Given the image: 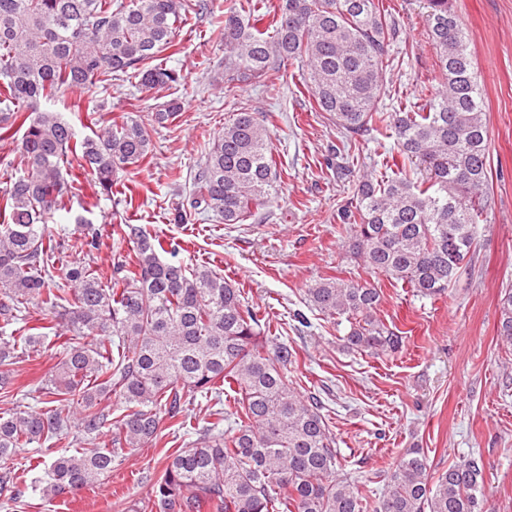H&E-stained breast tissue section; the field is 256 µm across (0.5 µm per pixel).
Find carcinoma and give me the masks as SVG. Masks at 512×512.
<instances>
[{
    "instance_id": "carcinoma-1",
    "label": "carcinoma",
    "mask_w": 512,
    "mask_h": 512,
    "mask_svg": "<svg viewBox=\"0 0 512 512\" xmlns=\"http://www.w3.org/2000/svg\"><path fill=\"white\" fill-rule=\"evenodd\" d=\"M189 0H0V141L22 133L26 172L0 189V320H23L33 306L49 321L0 339V368L17 358V342L34 348L48 331L67 334L63 358L46 395L53 406L0 411V466L19 448L74 437L83 447L52 458L42 496H76L112 473L125 449L160 437L163 421L180 416L198 396L214 402L215 422L203 436L166 457L144 512H489L483 465L464 459L438 476L418 449L390 468L384 492L367 499L357 481L336 469V442L321 401L287 378L297 353L268 348L266 325L236 285L207 266L186 271L164 261V241L135 224L119 225L134 257L114 265L107 288L81 261L56 268L61 243L46 232L60 199L79 190L67 179L71 161L91 173L110 197L118 174L151 157V131L182 112L177 98L151 107L150 123L128 112L121 123L94 120L80 137L57 112L42 110L80 87L107 89L114 77L148 89L178 82L167 60L180 52L176 31ZM427 39L441 88L423 103L381 112L390 51L400 25L383 0H283L274 13L244 23L229 8L218 19L230 84L247 85L286 66H301L313 108L328 113L347 145L364 143L377 125L389 128L399 160L422 171L360 182L349 253L374 273L407 282L427 297L455 285L477 243L487 207L489 143L480 84L467 33L450 0H425ZM264 115L230 112L195 172L183 223L210 214L241 224L277 195L281 172ZM72 285L65 291L54 271ZM308 304L349 324L352 351H399L401 333L377 316L381 289L322 278L306 289ZM500 340L512 346V289L500 299ZM92 337L91 344L87 338ZM233 392L223 400L224 388ZM128 413L112 419V400ZM230 420L228 430L219 429ZM113 429V448L97 447ZM21 490L0 473V505Z\"/></svg>"
}]
</instances>
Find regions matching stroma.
Listing matches in <instances>:
<instances>
[{"label": "stroma", "instance_id": "stroma-1", "mask_svg": "<svg viewBox=\"0 0 512 512\" xmlns=\"http://www.w3.org/2000/svg\"><path fill=\"white\" fill-rule=\"evenodd\" d=\"M190 7L179 29V54L169 61L180 80L167 92L183 103L181 116L152 135L154 154L120 172L123 193L97 194L93 178L72 173L79 192L65 196L47 223L66 260L85 262L111 284L115 255L132 256L120 240V224H138L177 249L166 261L193 269L205 265L243 288L244 297L270 321L269 334L297 352L290 378L306 395L317 396L336 438L339 473L363 478L373 493L383 492L390 468L411 448L424 452L433 471L477 457L484 466L485 492L494 512H512V347L497 338L499 303L512 286V0H450L465 31L482 86L490 143L487 210L477 245L456 285L425 298L410 285L371 273L347 252L342 209L364 177H396L389 162L393 145L378 128L354 164L342 171V142L328 115L311 108L297 68L271 73L264 83L229 87L224 79V42L214 18L226 0ZM400 24L377 102L383 112L417 102L440 86L435 53L426 42L423 0H386ZM153 92L125 80L92 95L75 88L48 110L74 121L76 113L103 112L120 120L129 111L147 118ZM263 113L271 148L281 170L275 201L265 220L222 224L211 218L173 221L174 208L188 197L191 178L203 162L214 133L233 106ZM132 202H125V194ZM86 215L101 234L93 252L81 247L74 218ZM340 277L370 281L382 290L381 319L407 335L402 349L376 356L348 350L344 327L311 307L305 290L314 281ZM63 354L62 341L48 337L36 355L19 356L9 366L8 391L34 390L47 380ZM204 399L189 405L178 420L163 424L160 441L127 454L112 474L76 496L43 499L34 487L46 479L44 462L60 448L18 449L8 469L21 497L12 512H139L160 476L165 458L199 438L207 425Z\"/></svg>", "mask_w": 512, "mask_h": 512}]
</instances>
